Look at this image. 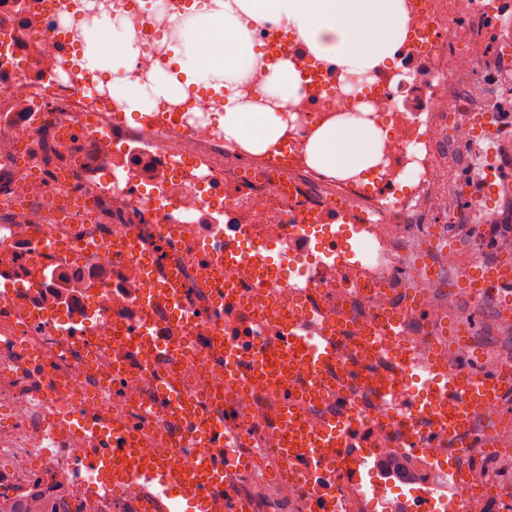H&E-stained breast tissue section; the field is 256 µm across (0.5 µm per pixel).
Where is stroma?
<instances>
[{"label":"stroma","mask_w":512,"mask_h":512,"mask_svg":"<svg viewBox=\"0 0 512 512\" xmlns=\"http://www.w3.org/2000/svg\"><path fill=\"white\" fill-rule=\"evenodd\" d=\"M469 27L470 40L461 44L460 49L473 53L477 66L453 73L445 92L458 95L468 112L512 101V88L503 82L504 77L512 74V61L506 60L503 52L512 36L502 32L494 22L483 19L470 21ZM430 134L445 169L448 213L441 216L416 209L410 215L412 227L408 237L397 240L396 246L409 263L425 261L437 269V282L418 281L413 289L432 292L441 300L449 329H468L471 357L475 365L482 367L493 358L512 354V326L500 322V306L496 301L471 297L461 288L459 277L473 262L490 263L500 252L512 250V194L503 192L492 198L470 192L485 143H449L448 122L438 118L433 120ZM487 211L494 213V224L484 223L483 214ZM443 225L449 226L456 238L454 250L424 253L423 241L435 227Z\"/></svg>","instance_id":"stroma-1"}]
</instances>
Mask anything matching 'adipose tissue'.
Wrapping results in <instances>:
<instances>
[{"instance_id":"1","label":"adipose tissue","mask_w":512,"mask_h":512,"mask_svg":"<svg viewBox=\"0 0 512 512\" xmlns=\"http://www.w3.org/2000/svg\"><path fill=\"white\" fill-rule=\"evenodd\" d=\"M265 21L293 31L315 58L344 72H378L403 38L402 0H209L172 16L175 67L153 69L146 87L126 76L138 57L132 21L105 13L96 25L112 36L113 100L129 113L150 112L157 99L186 100L189 85L214 89L224 96L215 118L225 138L253 155L271 153L288 128L284 115L297 103L303 79L290 61H278L266 67L261 100H242L238 86L263 57L253 29ZM383 141L370 122L330 120L313 130L306 163L332 177L361 176L377 165Z\"/></svg>"}]
</instances>
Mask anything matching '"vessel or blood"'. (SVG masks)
Returning a JSON list of instances; mask_svg holds the SVG:
<instances>
[{"mask_svg":"<svg viewBox=\"0 0 512 512\" xmlns=\"http://www.w3.org/2000/svg\"><path fill=\"white\" fill-rule=\"evenodd\" d=\"M474 138L488 145L482 180L486 192L512 190V169L500 166L494 145L497 127L486 113L469 118ZM122 253L139 263L149 274V286L140 304L151 315L139 322H126V339L120 363L112 375L113 386L139 370L142 362L161 349L185 348V320L179 304V288L154 270L149 255L135 239H128ZM512 263V254L500 253L495 265L476 263L462 277L468 291L476 296L512 303V275L502 266ZM215 301L205 312L213 338L224 347L226 378L276 384L280 391L279 412L271 425L277 435L290 471L307 483L310 512H336L333 483H315L313 477L336 459L341 448L376 447L385 419L369 418L354 410V394L361 391L380 401L403 393L406 405L400 417L399 447L423 455L433 448H488L495 436L482 421L490 406H497L501 427L512 426L506 409L512 397V379L495 368L481 372L463 368L455 373L434 368L418 378V362L404 337L401 312L388 310L372 324L354 361L339 365L336 357L342 343L338 326L312 328L306 320H282L266 338L275 353L288 356L287 370H278L274 357L258 358L256 338L237 311L245 299L237 288L214 290ZM384 357L395 360V368L381 381H373L370 366ZM158 412L170 420L168 433L176 441H190L191 456L175 451L168 455L147 453L137 446L135 422L122 431L111 430L106 418L94 419L92 438L86 450V466L98 472L101 481L93 485L97 494L122 493L128 497L129 512H172L180 505L184 512H246L247 506L224 484V473L235 463L233 445L215 405L197 401L166 383L152 401ZM323 412V425L312 431L303 424L304 406Z\"/></svg>","mask_w":512,"mask_h":512,"instance_id":"1","label":"vessel or blood"}]
</instances>
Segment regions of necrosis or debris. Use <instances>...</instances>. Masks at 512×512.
Wrapping results in <instances>:
<instances>
[{"label": "necrosis or debris", "instance_id": "4bbe7bcc", "mask_svg": "<svg viewBox=\"0 0 512 512\" xmlns=\"http://www.w3.org/2000/svg\"><path fill=\"white\" fill-rule=\"evenodd\" d=\"M189 0H0V495L19 494L33 470L48 485L74 489L59 512H124L108 496L88 492L85 470L86 417L108 412L114 428L140 419L139 445L170 450L164 419L147 406L159 373L171 374L190 393L219 402L236 417L237 470L225 486L245 499L248 512H309L305 485L288 473L269 430L279 392L258 387L241 395L226 385L224 372L209 366L210 355L172 353L144 363L113 397L112 352L102 339L122 333L117 321L136 307L147 286L139 268L115 246L136 235L158 269L169 270L187 288V310L207 307L202 257L220 264L221 281L250 288L243 267L224 259V228L231 217L237 249L249 254L252 234L265 239L276 258L262 290L240 313L265 336L272 306L293 314L299 298L312 292L313 323L322 326L338 311L348 317L339 359L351 362L372 318L396 307V272L406 282L419 266L403 267L389 241L407 228L406 215L419 204L446 212L447 197L435 184L442 170L429 136L432 114L459 111L458 96L442 85L474 59L459 52L467 38L456 14L440 18L435 0H405L407 34L398 66L387 82L368 74H340L309 54L290 51L296 35L272 37V23L257 26L254 41L265 63L291 60L303 75L299 102L291 109L288 135L264 162L243 155L236 173L224 168L235 150L214 122L205 99L179 104L158 101L156 110L129 127L112 100L110 80L97 68L73 64L81 36L76 21L93 24L101 12L134 23L140 56L130 79L147 83L152 68L166 66L162 37L170 18L187 13ZM426 63L424 74L408 68ZM425 83L433 89L431 112L401 108L397 98ZM367 120L386 134L374 184L361 177L336 181L337 195L354 211L347 223L308 225L314 248L288 244V211L304 204L288 195L277 178L281 169L305 166L309 135L330 119ZM355 238V246L330 254L325 244ZM89 331L95 355L68 347L65 337ZM50 359L52 372L32 374L31 358ZM359 449L325 471L335 482L336 512H376L387 507L388 489L354 480ZM468 448L448 449L454 462V498L469 512L474 503L488 512H512V487L477 476L466 464Z\"/></svg>", "mask_w": 512, "mask_h": 512}]
</instances>
